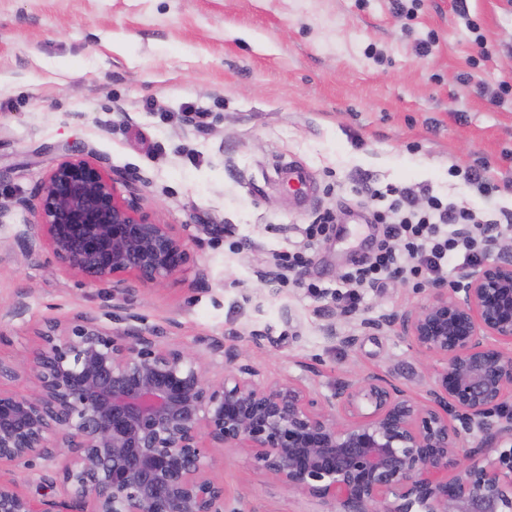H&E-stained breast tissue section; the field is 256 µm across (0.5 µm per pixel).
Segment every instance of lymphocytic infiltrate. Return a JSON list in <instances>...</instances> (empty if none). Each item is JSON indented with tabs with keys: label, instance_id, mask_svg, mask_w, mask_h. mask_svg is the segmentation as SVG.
Returning a JSON list of instances; mask_svg holds the SVG:
<instances>
[{
	"label": "lymphocytic infiltrate",
	"instance_id": "obj_1",
	"mask_svg": "<svg viewBox=\"0 0 512 512\" xmlns=\"http://www.w3.org/2000/svg\"><path fill=\"white\" fill-rule=\"evenodd\" d=\"M387 210L374 211L372 221L385 232L372 257L358 262L344 279L353 287L374 285L392 273L421 281H441L449 264L477 265L488 233L512 234V213L503 219H484L476 213L443 202L429 189L415 192L390 187Z\"/></svg>",
	"mask_w": 512,
	"mask_h": 512
}]
</instances>
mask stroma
Wrapping results in <instances>:
<instances>
[{
  "label": "stroma",
  "instance_id": "obj_1",
  "mask_svg": "<svg viewBox=\"0 0 512 512\" xmlns=\"http://www.w3.org/2000/svg\"><path fill=\"white\" fill-rule=\"evenodd\" d=\"M467 5L485 48L452 0H421L410 17L392 0H0V204L32 194L65 154L102 157L146 178L143 206L190 236V262L132 294L139 327L202 352L215 340L236 347L267 382L302 377L326 395L379 373L424 397L437 359L361 322L419 305L426 291L392 278L358 289L346 314L342 277L383 237L360 183L426 187L481 215L512 210V192L485 198L451 171L485 160L512 182V104L478 91L512 83V0ZM431 31L438 42L421 53ZM291 166L309 175L304 198L288 188ZM326 211L342 233L309 241ZM32 221L19 209L0 218L5 361L30 359L48 319L121 326L111 289L48 251L23 257ZM294 252L309 262L265 284ZM213 475L241 512L325 508L242 450L226 451Z\"/></svg>",
  "mask_w": 512,
  "mask_h": 512
}]
</instances>
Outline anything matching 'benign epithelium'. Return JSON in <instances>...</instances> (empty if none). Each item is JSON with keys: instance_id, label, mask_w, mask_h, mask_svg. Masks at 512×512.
<instances>
[{"instance_id": "1", "label": "benign epithelium", "mask_w": 512, "mask_h": 512, "mask_svg": "<svg viewBox=\"0 0 512 512\" xmlns=\"http://www.w3.org/2000/svg\"><path fill=\"white\" fill-rule=\"evenodd\" d=\"M12 206L35 219L24 255L48 250L69 274L112 287L117 311L191 259L184 234L92 153L61 157L0 218ZM485 251L453 283L428 285L423 304L362 321L442 361L424 400L378 373L327 396L300 379L264 384L218 344L227 368L215 382L156 329L46 324L33 358L0 360V384L22 373L33 384L0 390V467H24L41 491L0 477V512H241L211 477L234 448L340 512H512V255L494 237ZM58 455L56 482L35 461Z\"/></svg>"}]
</instances>
